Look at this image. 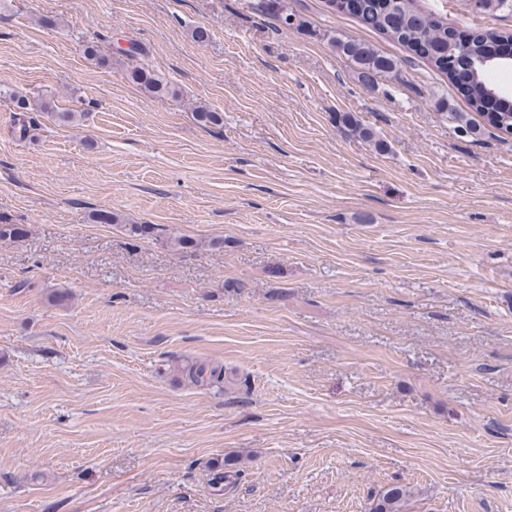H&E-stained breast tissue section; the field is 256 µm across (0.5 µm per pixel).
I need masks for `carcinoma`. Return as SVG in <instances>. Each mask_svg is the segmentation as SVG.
I'll use <instances>...</instances> for the list:
<instances>
[{
    "label": "carcinoma",
    "mask_w": 512,
    "mask_h": 512,
    "mask_svg": "<svg viewBox=\"0 0 512 512\" xmlns=\"http://www.w3.org/2000/svg\"><path fill=\"white\" fill-rule=\"evenodd\" d=\"M359 2V7L353 10L348 8L346 12L365 28L382 34L412 51L424 50L428 53V63L448 77L450 83L453 82L454 73L462 61L470 58L486 59L497 54L496 44L481 35H473L465 44L449 49L448 40L460 41L455 29L444 22L438 24L425 17L415 7V0ZM260 4L263 11L282 25H293L294 14L282 12V8L279 7L280 0H260ZM333 46L354 62L365 79L372 75L398 70L397 61L379 54L364 43L337 38L333 40ZM128 76L133 83L152 96H176L173 85L148 67L134 66L129 69ZM464 94L475 112L483 114L487 121V125L484 126L468 117V114L448 107V116L463 123L467 135L477 140L483 136L488 125L509 132L512 128V110H499L494 107L497 96L492 93L489 72L478 73ZM409 495L408 487L390 485L379 494L373 512H400Z\"/></svg>",
    "instance_id": "cac0c4a2"
}]
</instances>
